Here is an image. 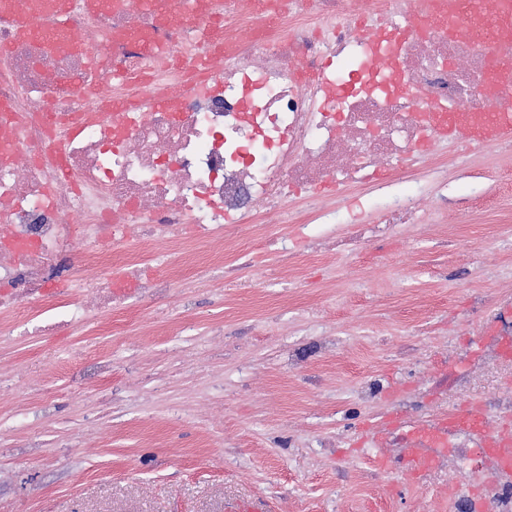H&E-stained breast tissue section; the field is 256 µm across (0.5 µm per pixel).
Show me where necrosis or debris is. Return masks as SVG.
<instances>
[{
    "instance_id": "necrosis-or-debris-1",
    "label": "necrosis or debris",
    "mask_w": 512,
    "mask_h": 512,
    "mask_svg": "<svg viewBox=\"0 0 512 512\" xmlns=\"http://www.w3.org/2000/svg\"><path fill=\"white\" fill-rule=\"evenodd\" d=\"M434 0H211L223 36H196V19L157 16L140 0H111L95 14L73 5L70 42L18 41L0 67V317L45 312L40 329L85 328L94 309L128 292L171 291L143 249L202 245L230 233L294 224L314 249H354L399 224H428L425 199H442L433 170L415 171L423 144L452 112L512 108L499 65L475 37L495 12L464 17L473 32L419 34ZM387 58L378 73L367 57ZM103 63L88 67L89 53ZM128 98L111 113L112 99ZM166 106H156V97ZM329 182L383 203L376 219L337 233L313 193ZM131 249L113 260V245ZM512 371V307L499 311L473 369H452L442 387L479 408L477 425L437 429V415L390 438L423 448L425 466L400 483L444 485L448 512H512V467L487 447L512 428V394L495 386Z\"/></svg>"
}]
</instances>
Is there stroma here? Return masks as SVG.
Listing matches in <instances>:
<instances>
[{"mask_svg":"<svg viewBox=\"0 0 512 512\" xmlns=\"http://www.w3.org/2000/svg\"><path fill=\"white\" fill-rule=\"evenodd\" d=\"M446 218L349 253L284 267L244 238L257 289L198 269L223 241L187 247L178 295L91 313L88 330L23 340L0 330V512H448L438 487L377 476L360 427L437 410L414 371L467 366L512 275V151L448 152ZM349 227L380 200L330 192ZM324 321L321 335L301 326ZM68 362L66 370L55 361ZM383 391L352 412L369 380Z\"/></svg>","mask_w":512,"mask_h":512,"instance_id":"1","label":"stroma"}]
</instances>
